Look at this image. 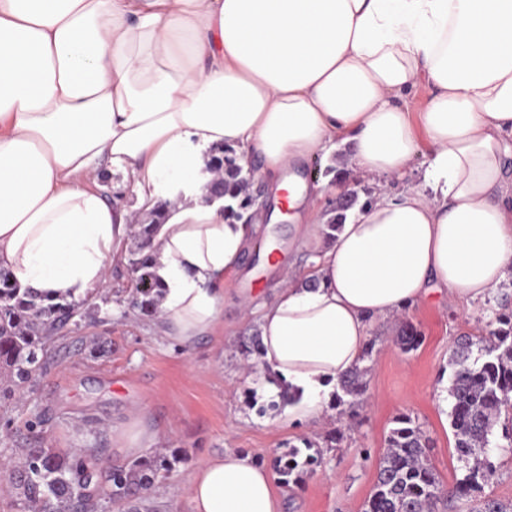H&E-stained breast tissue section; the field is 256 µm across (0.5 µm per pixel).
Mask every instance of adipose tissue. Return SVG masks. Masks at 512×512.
<instances>
[{
    "label": "adipose tissue",
    "instance_id": "1",
    "mask_svg": "<svg viewBox=\"0 0 512 512\" xmlns=\"http://www.w3.org/2000/svg\"><path fill=\"white\" fill-rule=\"evenodd\" d=\"M426 87L423 112L408 99ZM305 210L297 271L274 257L252 378L319 419L359 364L370 323L446 294L473 308L512 272V0H0V267L52 296L102 288L133 232L100 161L139 208L166 203L151 240L164 285L155 329L182 347L224 321V277L251 225L202 199L214 148ZM343 145L367 176L403 178L426 146L427 187L384 194L319 228L323 185L291 171ZM190 512H282L271 472L227 452L191 471ZM121 176L120 175H111L108 171V168L106 165L100 166L97 172V182L100 186L103 195L105 196L106 200L110 203H112V198L117 199L119 198L121 202L126 204L128 208L134 209L135 207V199L132 197H124L117 194L114 189H112V185L115 186L118 182H120Z\"/></svg>",
    "mask_w": 512,
    "mask_h": 512
}]
</instances>
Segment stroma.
Wrapping results in <instances>:
<instances>
[{
  "mask_svg": "<svg viewBox=\"0 0 512 512\" xmlns=\"http://www.w3.org/2000/svg\"><path fill=\"white\" fill-rule=\"evenodd\" d=\"M428 167L426 149H419L405 176L387 183L370 178L352 165L347 147L319 155L297 170L306 183L336 185L345 180L358 200L366 201L388 189L424 187ZM277 240L281 254L295 269L313 266L311 252L298 248L294 224H263L253 236L257 245ZM127 261L110 271L99 290L97 322L67 326L55 338L49 353L51 366L26 388L20 402L0 410L10 419L12 438L0 441V463L14 457L35 414H42L45 442L62 452L86 447L92 425L103 427V444L110 460L125 463L120 436L129 431L132 412L156 430L161 450L186 451L188 462L176 464L152 497L156 512H189L186 486L195 463L241 451L262 466L290 446L310 440L319 463L300 485H280L284 512H363L376 476V462L399 414L411 415L429 439L426 450L444 486L459 478L454 438L448 413L451 399L448 354L463 335L484 336L496 314L512 310V277L504 280L471 313L458 306L424 303L400 317L374 321L370 342L374 348L364 364L367 390L354 419L329 409L318 423L288 428L276 423L279 413L272 399L257 391L240 374L249 359L250 338L258 332L255 320L244 319L242 298L271 300L277 275L265 263L243 257L235 274L224 279V323L193 347L183 348L163 338L149 317L129 309ZM413 324L423 335L417 350L403 352L395 343L402 326ZM100 338L110 350L92 357L80 349L83 341ZM498 449L492 460L496 473L485 486L486 496L512 501V453L505 451L502 431H495Z\"/></svg>",
  "mask_w": 512,
  "mask_h": 512,
  "instance_id": "obj_1",
  "label": "stroma"
}]
</instances>
